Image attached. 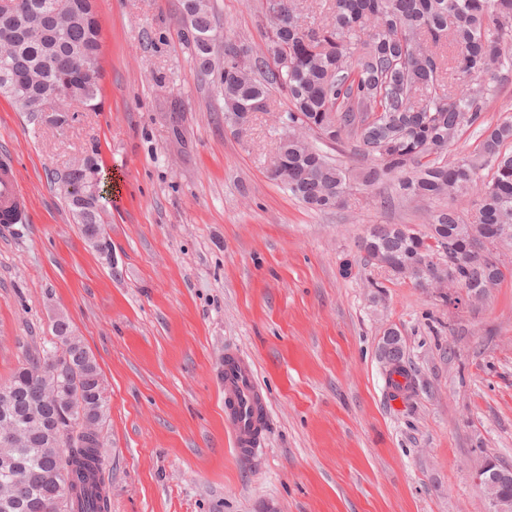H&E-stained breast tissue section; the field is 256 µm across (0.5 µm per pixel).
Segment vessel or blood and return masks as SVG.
Returning a JSON list of instances; mask_svg holds the SVG:
<instances>
[{
  "label": "vessel or blood",
  "instance_id": "b4317fda",
  "mask_svg": "<svg viewBox=\"0 0 512 512\" xmlns=\"http://www.w3.org/2000/svg\"><path fill=\"white\" fill-rule=\"evenodd\" d=\"M27 197L20 189L11 165L0 166V211H22ZM224 420L242 460L253 459L268 434V414L253 366L235 347L224 352Z\"/></svg>",
  "mask_w": 512,
  "mask_h": 512
}]
</instances>
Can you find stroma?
Masks as SVG:
<instances>
[{"mask_svg":"<svg viewBox=\"0 0 512 512\" xmlns=\"http://www.w3.org/2000/svg\"><path fill=\"white\" fill-rule=\"evenodd\" d=\"M95 108L41 115L0 97V162L29 199L0 224V384L65 315L107 388L110 512H486L485 452L512 466V277L451 304L367 265L376 224L424 229L431 201L384 209L395 179L313 211L268 174L286 111L246 137L185 41L181 0H97ZM257 0H214L225 38L265 44ZM94 157L111 258L81 236L58 175ZM398 329L415 375L392 396L379 347ZM247 356L269 433L252 461L224 427L226 347Z\"/></svg>","mask_w":512,"mask_h":512,"instance_id":"35a3bbf8","label":"stroma"}]
</instances>
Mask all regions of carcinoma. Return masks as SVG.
<instances>
[{"label": "carcinoma", "mask_w": 512, "mask_h": 512, "mask_svg": "<svg viewBox=\"0 0 512 512\" xmlns=\"http://www.w3.org/2000/svg\"><path fill=\"white\" fill-rule=\"evenodd\" d=\"M294 21L265 30L271 45L288 53L265 69L249 50L224 41V111L249 112L272 90L285 93L288 141L277 145L283 164L271 178L307 207L335 208L354 184L325 146L351 141L370 160L362 183L397 180L399 202L448 200L433 210L429 231L377 224L362 238L366 263L426 288H463L480 298L505 278L496 249L512 243V115L484 128L477 158H448L465 127L484 123L498 89L483 75L512 72V0H330L325 23L302 19V0H288ZM188 27L212 29L210 0H182ZM448 45V55L439 48ZM201 74L212 70L213 50L190 45ZM101 54L99 23L90 0H13L0 11V96L30 112L54 89L92 106L98 81L73 67L80 55ZM491 168L482 180L480 170ZM82 237L93 242L105 220L78 205L63 187ZM414 385L403 342L382 352ZM100 367L70 320L56 317L51 335L23 346L9 381L15 397L8 418L26 428L13 460L0 462V501L7 512H110L102 470V429L107 399Z\"/></svg>", "instance_id": "carcinoma-1"}]
</instances>
